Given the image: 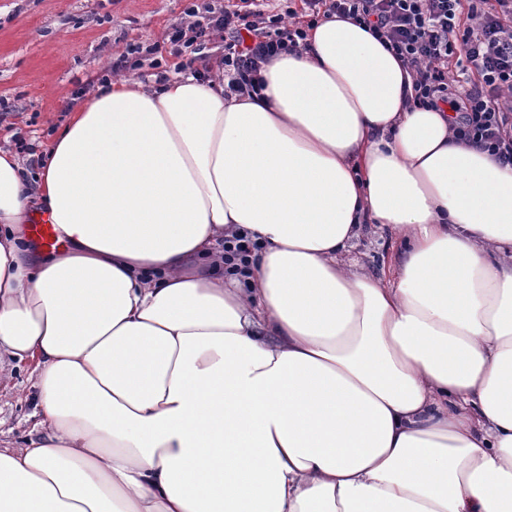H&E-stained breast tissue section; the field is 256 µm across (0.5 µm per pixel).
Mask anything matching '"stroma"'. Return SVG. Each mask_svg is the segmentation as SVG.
Masks as SVG:
<instances>
[{
	"instance_id": "35a3bbf8",
	"label": "stroma",
	"mask_w": 512,
	"mask_h": 512,
	"mask_svg": "<svg viewBox=\"0 0 512 512\" xmlns=\"http://www.w3.org/2000/svg\"><path fill=\"white\" fill-rule=\"evenodd\" d=\"M224 0H0V149L35 168L68 119L74 91L110 73L125 44L160 40L189 7ZM15 363L0 380V438L21 446L37 420L29 376Z\"/></svg>"
}]
</instances>
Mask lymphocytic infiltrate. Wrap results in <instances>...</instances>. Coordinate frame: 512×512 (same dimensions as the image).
<instances>
[{
	"label": "lymphocytic infiltrate",
	"mask_w": 512,
	"mask_h": 512,
	"mask_svg": "<svg viewBox=\"0 0 512 512\" xmlns=\"http://www.w3.org/2000/svg\"><path fill=\"white\" fill-rule=\"evenodd\" d=\"M300 2L289 27L254 0L208 8L201 20L196 9H188V23L170 27L162 43L127 45L114 66L136 68L142 53L165 49L178 69L190 70L219 39L227 91L257 97L265 87L262 69L272 57L296 52L318 18H347L371 31L409 70L414 106L459 113L456 138L512 166V0ZM455 59L466 60L473 73L459 100L448 95V69Z\"/></svg>",
	"instance_id": "f902f5d3"
}]
</instances>
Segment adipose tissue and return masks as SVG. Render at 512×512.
<instances>
[{
    "label": "adipose tissue",
    "mask_w": 512,
    "mask_h": 512,
    "mask_svg": "<svg viewBox=\"0 0 512 512\" xmlns=\"http://www.w3.org/2000/svg\"><path fill=\"white\" fill-rule=\"evenodd\" d=\"M262 75L108 79L33 183L0 150V377L33 359L40 413L0 512H512V167L352 21ZM258 248L255 242H252L246 235H236L232 239L224 240V253L226 260H237L240 265L246 267L253 250ZM352 256L366 265L372 272L381 273L385 265H388L395 256L389 244L381 240L367 237L362 239L352 250Z\"/></svg>",
    "instance_id": "adipose-tissue-1"
}]
</instances>
